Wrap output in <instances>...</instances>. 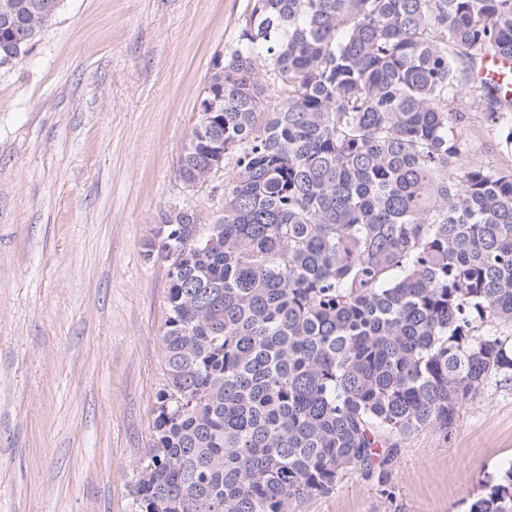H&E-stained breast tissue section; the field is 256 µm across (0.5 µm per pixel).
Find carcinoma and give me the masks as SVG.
Segmentation results:
<instances>
[{
	"mask_svg": "<svg viewBox=\"0 0 512 512\" xmlns=\"http://www.w3.org/2000/svg\"><path fill=\"white\" fill-rule=\"evenodd\" d=\"M58 0H0V66ZM512 0H252L178 172L221 215L162 214L166 384L140 512H294L512 375V168L468 160L461 105L512 150ZM469 512H512V463Z\"/></svg>",
	"mask_w": 512,
	"mask_h": 512,
	"instance_id": "1",
	"label": "carcinoma"
}]
</instances>
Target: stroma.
<instances>
[{
	"label": "stroma",
	"instance_id": "1",
	"mask_svg": "<svg viewBox=\"0 0 512 512\" xmlns=\"http://www.w3.org/2000/svg\"><path fill=\"white\" fill-rule=\"evenodd\" d=\"M251 5L63 0L0 67V512H138L169 291L143 244L169 207L219 215L178 161ZM465 115L470 159L506 164ZM511 465L512 380H494L450 431L406 439L386 483L349 474L295 512H468Z\"/></svg>",
	"mask_w": 512,
	"mask_h": 512
}]
</instances>
